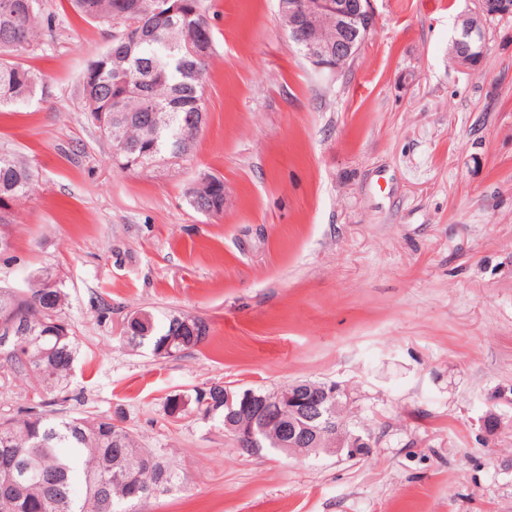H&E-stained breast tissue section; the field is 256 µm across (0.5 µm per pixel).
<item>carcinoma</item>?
<instances>
[{"label":"carcinoma","mask_w":512,"mask_h":512,"mask_svg":"<svg viewBox=\"0 0 512 512\" xmlns=\"http://www.w3.org/2000/svg\"><path fill=\"white\" fill-rule=\"evenodd\" d=\"M91 21L122 26V35L90 60L83 71L81 93L88 119L112 144L126 168L183 159L196 146L201 129L189 122L198 111L202 79L211 53L187 54L182 45L200 30L208 43L213 33L201 0H185L187 13L165 16L153 0H72ZM43 0H0V109L32 99L40 78L24 64L37 45ZM108 122L98 124V113ZM34 171L29 164L0 152V208L23 200ZM187 191L198 212L224 210V181L210 177ZM66 293L62 279L41 273L22 290L0 286V320L12 317L26 329L7 345L0 344V369L7 377L34 379L39 388L25 404L0 412V484L14 483L16 493L0 497V512H132V507L166 496L185 486L188 474L165 448H144L124 417L111 415L50 417L47 396L70 385L79 343L63 319ZM148 325L138 336L131 325ZM210 327L195 315L174 313L158 322L145 310L133 313L120 340L133 348L144 344L158 358L176 357L205 344ZM225 385L214 382L189 393L165 398L170 411L180 400L178 417L193 416L224 427L237 413L224 406ZM81 471L76 487L73 474Z\"/></svg>","instance_id":"carcinoma-1"}]
</instances>
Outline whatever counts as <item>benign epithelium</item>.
Returning a JSON list of instances; mask_svg holds the SVG:
<instances>
[{
	"label": "benign epithelium",
	"instance_id": "1",
	"mask_svg": "<svg viewBox=\"0 0 512 512\" xmlns=\"http://www.w3.org/2000/svg\"><path fill=\"white\" fill-rule=\"evenodd\" d=\"M371 3L372 0H317L310 9L304 10L297 0H290L288 9L281 10L280 16L287 23L291 40L304 50L305 58L317 71L333 74L350 59L359 35L372 29L375 16ZM510 14L511 10L501 11L493 3L478 8L473 24L465 33L464 42L469 50H484L486 18ZM331 392L344 394L333 384L323 387L310 399L291 390L272 393H260L252 388L235 393L226 390L224 405L231 407L237 400L252 408L253 415L234 422L225 420L224 435L239 448H252L258 441V434L267 424L275 422L273 411L286 405L293 417L280 429L279 444L283 451L289 450L300 457L312 453L339 455L345 452L350 457L364 454L369 442L363 437L329 423L322 439L312 426L321 417L322 398Z\"/></svg>",
	"mask_w": 512,
	"mask_h": 512
}]
</instances>
